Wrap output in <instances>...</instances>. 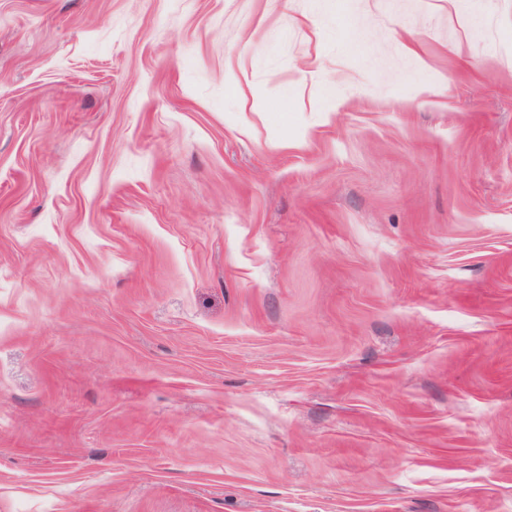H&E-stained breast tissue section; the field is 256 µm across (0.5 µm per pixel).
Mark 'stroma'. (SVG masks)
<instances>
[{
    "mask_svg": "<svg viewBox=\"0 0 512 512\" xmlns=\"http://www.w3.org/2000/svg\"><path fill=\"white\" fill-rule=\"evenodd\" d=\"M0 512H512V0H0Z\"/></svg>",
    "mask_w": 512,
    "mask_h": 512,
    "instance_id": "obj_1",
    "label": "stroma"
}]
</instances>
